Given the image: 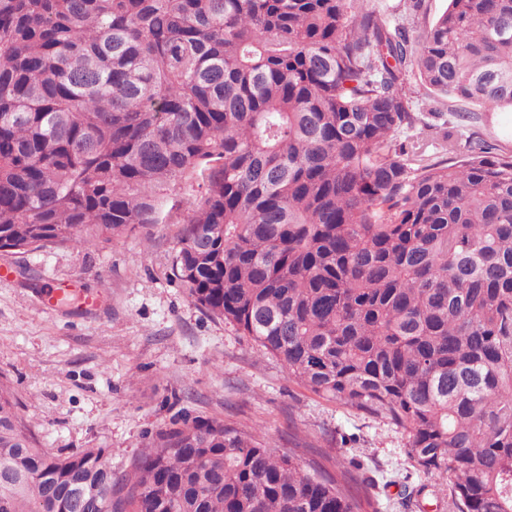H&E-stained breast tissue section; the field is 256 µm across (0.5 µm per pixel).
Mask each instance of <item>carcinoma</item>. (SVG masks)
Segmentation results:
<instances>
[{"instance_id":"obj_1","label":"carcinoma","mask_w":512,"mask_h":512,"mask_svg":"<svg viewBox=\"0 0 512 512\" xmlns=\"http://www.w3.org/2000/svg\"><path fill=\"white\" fill-rule=\"evenodd\" d=\"M0 0V250L172 222L174 277L327 401L387 421L448 512H512V153L408 93L512 109V0ZM420 129L423 137L409 132ZM214 418L124 466L40 448L0 380V512H363ZM448 8V0H425L415 19L414 28H428ZM198 191H200V189L198 188L197 182L188 180L182 185L181 190H178L176 194H173L169 198L166 210H170V208L175 205L171 211V215L175 221L181 220L186 216V199L190 198L191 195L198 194Z\"/></svg>"}]
</instances>
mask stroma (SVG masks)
<instances>
[{
  "label": "stroma",
  "mask_w": 512,
  "mask_h": 512,
  "mask_svg": "<svg viewBox=\"0 0 512 512\" xmlns=\"http://www.w3.org/2000/svg\"><path fill=\"white\" fill-rule=\"evenodd\" d=\"M410 92L429 122L457 123L461 143L512 152L511 110L434 101L415 75ZM198 191L190 180L169 198L172 223L135 225L86 250L0 251L11 269L0 279V374L39 446L103 448L117 467L175 416L218 418L280 445L297 439L328 471L348 467L368 490L369 512H448L434 479L408 459L405 433L295 383L187 296L172 267L178 222ZM57 281L75 299L51 307L43 295Z\"/></svg>",
  "instance_id": "1"
}]
</instances>
